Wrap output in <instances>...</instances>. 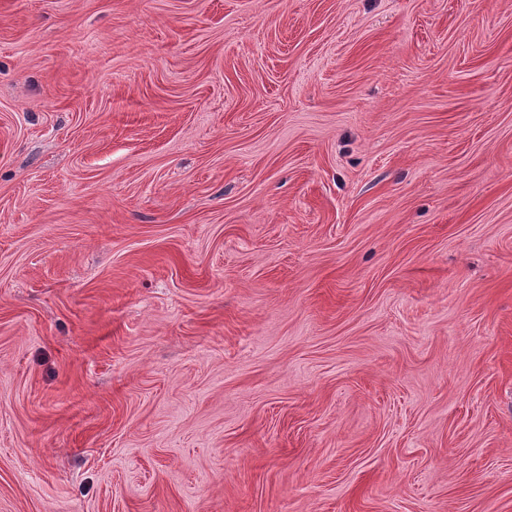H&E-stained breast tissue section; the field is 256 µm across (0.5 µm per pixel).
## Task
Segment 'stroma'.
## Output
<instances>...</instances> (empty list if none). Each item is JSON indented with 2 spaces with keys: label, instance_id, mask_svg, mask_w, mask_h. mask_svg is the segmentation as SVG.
Masks as SVG:
<instances>
[{
  "label": "stroma",
  "instance_id": "1",
  "mask_svg": "<svg viewBox=\"0 0 512 512\" xmlns=\"http://www.w3.org/2000/svg\"><path fill=\"white\" fill-rule=\"evenodd\" d=\"M0 512H512V0H0Z\"/></svg>",
  "mask_w": 512,
  "mask_h": 512
}]
</instances>
